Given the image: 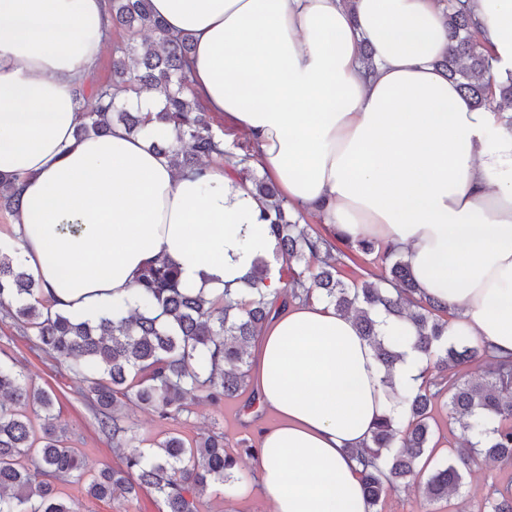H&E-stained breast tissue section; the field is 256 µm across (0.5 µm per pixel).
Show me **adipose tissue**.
<instances>
[{
	"mask_svg": "<svg viewBox=\"0 0 512 512\" xmlns=\"http://www.w3.org/2000/svg\"><path fill=\"white\" fill-rule=\"evenodd\" d=\"M190 35L193 93L251 142L296 209L344 240L400 250L446 306L448 340L512 356V126L435 66L448 50L439 0H152ZM497 78L512 75V0H469ZM107 0H0V177L22 190L21 260L54 310L95 321L164 258L184 287L241 298L274 242L250 190L223 166L176 172L142 136L79 138V87L105 51ZM374 50L365 73L360 45ZM393 380L419 385L410 325ZM352 316L321 301L274 316L255 385L275 421L255 451L268 512H369L352 455L391 406Z\"/></svg>",
	"mask_w": 512,
	"mask_h": 512,
	"instance_id": "adipose-tissue-1",
	"label": "adipose tissue"
}]
</instances>
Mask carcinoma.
Here are the masks:
<instances>
[{
	"mask_svg": "<svg viewBox=\"0 0 512 512\" xmlns=\"http://www.w3.org/2000/svg\"><path fill=\"white\" fill-rule=\"evenodd\" d=\"M448 26L449 51L435 67L457 83L476 108L512 112V77L498 83L491 58L477 38V23L467 0H441ZM112 26L134 37L148 32L159 48L143 52L127 46L112 57V81L89 77L80 102L94 98L91 110L81 109L76 136L101 135L121 125L143 136L151 148L168 158L179 172L197 170L205 158L224 160L229 174L266 202L262 220L275 240L273 261L281 264L284 288L269 298L261 285L270 262L257 260L248 275L251 297L209 300L185 289L177 268L158 260L142 270L136 307L117 311L96 324L64 311H51L40 297V284L24 268L18 249L0 246V310L33 336L35 347L64 365L80 383L77 393L95 410L98 427L112 439L120 463L93 474L84 472L77 449L67 445L65 428L55 413V396L38 387L11 359H0V512H71L57 484L69 479L87 482L86 492L100 501L134 500L143 491L162 500L164 512H198L197 503L212 487L232 491L243 482L236 457L224 453V435L209 434L187 443L169 435L146 449L131 425L122 423L119 404L134 397L162 419L189 411L198 393L214 405L237 398L248 386V349L277 305L321 299L336 311L351 314L359 334L372 346L385 371V384L395 392L393 371L401 360L400 338H387L377 315L409 322L413 348L433 370L406 391V412L382 416L371 438L354 450L361 466L363 493L371 512L407 479L421 477L425 505L460 493L464 471L484 454L512 463V358L499 359L483 344L448 343L447 311L421 293L396 247L371 239L341 241L339 249L322 234L299 224L278 185L250 169V154L224 149L211 117L193 96L188 36L171 37L153 11L151 0H108ZM153 91L163 97L157 112H140L116 100V91ZM157 126L175 132L174 141L153 134ZM20 192L0 180V209L16 214ZM389 263L388 275L373 282L359 275L347 282L339 266L353 253ZM317 263L311 270L310 262ZM484 364V374L470 378L459 367ZM442 405L448 425L461 430L462 442L448 449L446 462L429 467L430 419ZM40 421L35 430L27 410ZM485 512H512V483L493 488Z\"/></svg>",
	"mask_w": 512,
	"mask_h": 512,
	"instance_id": "1",
	"label": "carcinoma"
}]
</instances>
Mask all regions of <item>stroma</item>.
Segmentation results:
<instances>
[{
	"label": "stroma",
	"instance_id": "stroma-1",
	"mask_svg": "<svg viewBox=\"0 0 512 512\" xmlns=\"http://www.w3.org/2000/svg\"><path fill=\"white\" fill-rule=\"evenodd\" d=\"M15 358L36 385L48 387L57 396L56 411L60 422L67 428L72 445L78 448L86 470L95 471L106 465H117L118 459L112 442L102 434L86 402L76 393V384L68 371L50 356L34 349L29 336L5 313H0V355ZM242 400L224 402L213 406L200 400L178 418L163 420L152 412L143 410L136 402H126L122 414L133 423L145 442L162 438L175 432L185 440L210 432L224 435V451L239 457L241 472L245 477L233 493L213 488L199 505V512H265L256 486L254 459L244 452L245 445H257L261 428L270 424L273 416L262 411L252 416L242 409ZM512 480V465L491 458H478L465 476L460 494L432 504L431 512H483L484 500L492 486ZM59 490L71 505L73 512H160L162 505L153 494L144 493L137 500L126 502L99 501L87 495L83 484L65 483Z\"/></svg>",
	"mask_w": 512,
	"mask_h": 512
}]
</instances>
